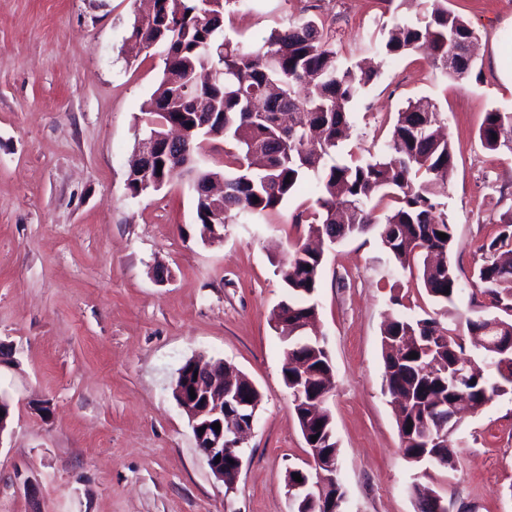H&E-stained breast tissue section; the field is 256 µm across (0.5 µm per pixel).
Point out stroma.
Segmentation results:
<instances>
[{
  "label": "stroma",
  "instance_id": "stroma-1",
  "mask_svg": "<svg viewBox=\"0 0 512 512\" xmlns=\"http://www.w3.org/2000/svg\"><path fill=\"white\" fill-rule=\"evenodd\" d=\"M148 0H0V512H291L285 475L308 456L282 379L284 345L271 319L285 297L281 264L313 206L301 191L251 224L229 223L203 243L185 177L139 197L129 160L148 132L144 103L162 78L159 49L128 37ZM474 28V77L455 80L422 53L387 64L350 108L336 150L387 153L408 100H435L454 154L440 201L454 226L450 258L461 288L448 326L489 313L473 287L477 247L512 207V152L484 148L494 108L512 111V0H448ZM313 18L348 57L366 58L392 14L370 0H246L226 37L261 42ZM167 278L152 274L155 265ZM399 294L401 305L390 301ZM317 328L334 367L328 399L347 512H416L384 386L381 328L433 304L416 277L392 276L375 233L325 257ZM194 356L224 360L262 394L234 491L202 459L172 394ZM48 413H40L39 405ZM456 468L431 467L449 512H512V393L463 415Z\"/></svg>",
  "mask_w": 512,
  "mask_h": 512
}]
</instances>
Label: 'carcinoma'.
<instances>
[{
	"label": "carcinoma",
	"mask_w": 512,
	"mask_h": 512,
	"mask_svg": "<svg viewBox=\"0 0 512 512\" xmlns=\"http://www.w3.org/2000/svg\"><path fill=\"white\" fill-rule=\"evenodd\" d=\"M241 2L153 0L148 16L135 17L129 39L145 50L164 47L161 81L144 105L150 125L144 141L155 137L159 145L150 176L166 182L178 173L199 189L222 178L223 195L197 193L199 224L219 223L217 213L224 214L226 224L252 220L280 207L308 181L319 193L318 210L293 216V223L308 225V236L322 243L376 228L393 273L416 270L436 304L452 301L459 291L457 269L448 257L453 228L439 198L455 164L435 102L425 96L408 101L397 113L385 155L328 163L349 125L350 106L377 72L344 62L335 31L315 20L290 22L252 46L224 37L223 15ZM423 2V20H395L385 40L369 48L385 59L422 49L433 68L457 80L470 77L475 30L448 9V0ZM159 118L185 131L177 162L171 159L174 149L161 139ZM209 132L215 133L211 141L232 144L224 150L226 172L209 169L198 152ZM479 137L490 151H512V112H487ZM378 194L393 202L382 214L371 206ZM440 232L448 238H440ZM477 252L482 263L474 270L473 286L491 298L497 312L467 320V328L474 333L489 327V336L512 339V210L500 215L497 229ZM323 259L320 246H292L281 266L287 297L280 306L288 318L277 323L280 335L288 337L283 381L303 386L314 399L330 391L333 367L325 343L309 345L300 321L317 318ZM381 345L385 385L399 435L407 437L401 441L407 457L438 453L423 448L421 438L440 430L443 405L462 399L477 411L512 391V354L489 348L487 370L471 366L464 386L448 384V376L465 362L463 345L437 317L397 315L383 325ZM414 352L417 358H409ZM319 409L311 420L299 411L295 416L301 432L327 440L333 449L338 441L331 413L324 402Z\"/></svg>",
	"instance_id": "cac0c4a2"
}]
</instances>
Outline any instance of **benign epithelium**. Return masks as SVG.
Returning <instances> with one entry per match:
<instances>
[{
    "instance_id": "7a95c632",
    "label": "benign epithelium",
    "mask_w": 512,
    "mask_h": 512,
    "mask_svg": "<svg viewBox=\"0 0 512 512\" xmlns=\"http://www.w3.org/2000/svg\"><path fill=\"white\" fill-rule=\"evenodd\" d=\"M191 371L197 373L192 385L195 396L177 387V403L189 419L195 445L208 459V468L222 481L224 462L217 463L215 459L225 455L234 460L236 469H241V445L246 433L254 427L258 406L248 400L244 389L225 383L224 361L203 363L195 359ZM215 423L220 424V430L212 428ZM307 465L309 476L287 486L292 512H342V501L333 493L339 479L338 458L311 447ZM427 473L423 469L415 474L416 496L430 500L432 512H448L443 498L421 482Z\"/></svg>"
}]
</instances>
